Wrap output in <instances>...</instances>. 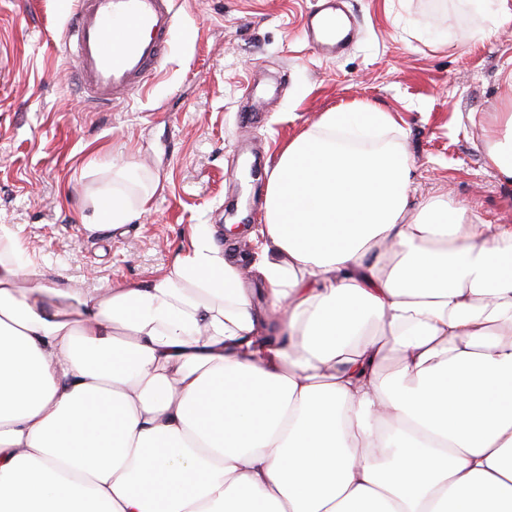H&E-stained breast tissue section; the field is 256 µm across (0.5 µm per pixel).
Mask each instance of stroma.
I'll use <instances>...</instances> for the list:
<instances>
[{"label": "stroma", "instance_id": "35a3bbf8", "mask_svg": "<svg viewBox=\"0 0 512 512\" xmlns=\"http://www.w3.org/2000/svg\"><path fill=\"white\" fill-rule=\"evenodd\" d=\"M311 0H176L166 66L110 111L84 107L58 33L61 0H0V225L45 277L87 292L151 280L197 224L239 225L258 250L277 152L323 113L369 104L402 119L392 140L414 162L411 204L468 205L512 225V184L482 143L512 65V21L483 37L472 0H348L357 40L326 60L303 37ZM98 172H89L90 159ZM126 167L149 194L116 230L89 231L93 197Z\"/></svg>", "mask_w": 512, "mask_h": 512}]
</instances>
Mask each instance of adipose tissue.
<instances>
[{"mask_svg":"<svg viewBox=\"0 0 512 512\" xmlns=\"http://www.w3.org/2000/svg\"><path fill=\"white\" fill-rule=\"evenodd\" d=\"M279 150L270 316L196 225L148 282L85 294L0 226V512H512V225L410 208L395 145ZM484 161L512 183V99ZM136 211L114 185L98 228ZM393 371H385L389 360Z\"/></svg>","mask_w":512,"mask_h":512,"instance_id":"obj_1","label":"adipose tissue"}]
</instances>
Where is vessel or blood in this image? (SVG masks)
Returning a JSON list of instances; mask_svg holds the SVG:
<instances>
[{"label":"vessel or blood","instance_id":"1","mask_svg":"<svg viewBox=\"0 0 512 512\" xmlns=\"http://www.w3.org/2000/svg\"><path fill=\"white\" fill-rule=\"evenodd\" d=\"M177 23L174 0H72L61 41L88 106L107 111L142 93L166 62ZM304 33L329 59L351 40L353 23L336 0H314Z\"/></svg>","mask_w":512,"mask_h":512}]
</instances>
